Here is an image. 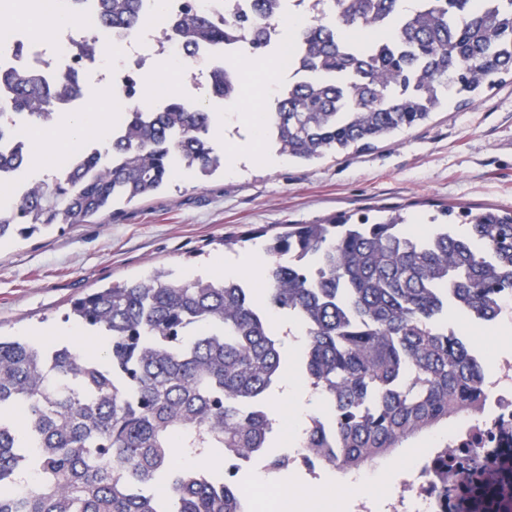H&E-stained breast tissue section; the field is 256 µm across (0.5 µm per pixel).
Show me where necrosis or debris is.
<instances>
[{
	"label": "necrosis or debris",
	"instance_id": "1",
	"mask_svg": "<svg viewBox=\"0 0 512 512\" xmlns=\"http://www.w3.org/2000/svg\"><path fill=\"white\" fill-rule=\"evenodd\" d=\"M99 0H0V77L5 74L40 72L46 85L70 78L86 82L97 74L99 85L113 99L131 108L136 100L131 90L134 79L143 77L149 52L180 61H194L190 76L195 85L210 89L215 72L228 68L245 51L244 41H226L224 46L205 43L185 46L169 36L172 23L185 7L206 15L227 17L249 14L252 0H164L155 10L154 0H141L145 24L133 36L102 24ZM91 38L94 54L81 56L77 44ZM122 48L120 59L105 64L104 55ZM76 99L58 106L50 116L37 121L15 109L11 99L0 95V154L38 160L41 177L64 173L79 157L98 151V140L75 144L69 153L40 154L39 135L53 132L60 116L81 109ZM490 381L478 402L477 414H463L448 423L446 433L433 437L413 463L406 466L399 493L376 503L368 495L358 496L354 512H472L475 492L487 485L488 475L503 476L512 470V357L489 356ZM447 456V470H440L438 459Z\"/></svg>",
	"mask_w": 512,
	"mask_h": 512
}]
</instances>
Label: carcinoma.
Here are the masks:
<instances>
[{
    "label": "carcinoma",
    "instance_id": "1",
    "mask_svg": "<svg viewBox=\"0 0 512 512\" xmlns=\"http://www.w3.org/2000/svg\"><path fill=\"white\" fill-rule=\"evenodd\" d=\"M267 2L220 21L189 9L175 33L213 45L237 37L250 56H269L257 29L287 12L270 14ZM401 2L329 0L313 20L306 77L278 96L265 127L281 154L370 148L512 76V0ZM99 15L128 32L142 23L140 0H99ZM5 84L36 116L56 98L83 95L76 81L51 91L33 74ZM127 124L125 138L104 148L110 164L83 156L0 209V240L110 217L114 205L160 190L176 160L202 175L220 165L210 113L178 96L147 117L132 108ZM442 215L454 223L423 235L400 214L362 213L222 240L232 249L265 238L263 300L242 279L229 288L158 270L94 288L67 319L106 339L102 356L0 337V512H250L233 476L178 468L170 457L176 448L190 457L267 451L265 398L285 368L274 311L302 326V378L332 409L302 436L321 465L358 470L472 410L486 364L448 316L497 321L500 297L512 294V211Z\"/></svg>",
    "mask_w": 512,
    "mask_h": 512
}]
</instances>
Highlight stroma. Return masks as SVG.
Returning <instances> with one entry per match:
<instances>
[{
	"label": "stroma",
	"instance_id": "stroma-1",
	"mask_svg": "<svg viewBox=\"0 0 512 512\" xmlns=\"http://www.w3.org/2000/svg\"><path fill=\"white\" fill-rule=\"evenodd\" d=\"M512 210V82L434 113L371 149L312 162L255 163L237 173L173 172L112 217L0 241V334L56 338L70 303L92 288L161 269L191 280L231 260L223 239L271 224L398 211L424 232L444 207Z\"/></svg>",
	"mask_w": 512,
	"mask_h": 512
}]
</instances>
